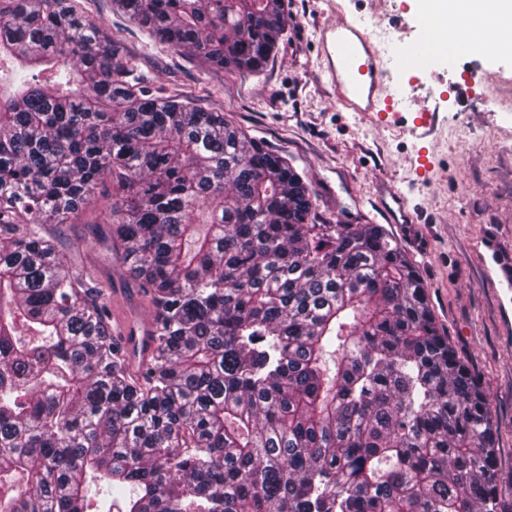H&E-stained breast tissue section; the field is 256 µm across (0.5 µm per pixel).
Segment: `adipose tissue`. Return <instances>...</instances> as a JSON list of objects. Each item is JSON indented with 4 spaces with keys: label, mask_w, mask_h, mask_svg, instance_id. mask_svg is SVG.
Listing matches in <instances>:
<instances>
[{
    "label": "adipose tissue",
    "mask_w": 512,
    "mask_h": 512,
    "mask_svg": "<svg viewBox=\"0 0 512 512\" xmlns=\"http://www.w3.org/2000/svg\"><path fill=\"white\" fill-rule=\"evenodd\" d=\"M415 9L429 21L436 40L445 45L455 42V29L462 14H471L479 24H497V37L512 38V0H415Z\"/></svg>",
    "instance_id": "ef3b65f1"
}]
</instances>
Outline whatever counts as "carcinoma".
Here are the masks:
<instances>
[{"instance_id":"carcinoma-1","label":"carcinoma","mask_w":512,"mask_h":512,"mask_svg":"<svg viewBox=\"0 0 512 512\" xmlns=\"http://www.w3.org/2000/svg\"><path fill=\"white\" fill-rule=\"evenodd\" d=\"M78 0H0V512H498L497 428L381 224H326L282 154L165 97ZM261 73L284 0H112ZM106 197L149 297L132 358L53 225Z\"/></svg>"}]
</instances>
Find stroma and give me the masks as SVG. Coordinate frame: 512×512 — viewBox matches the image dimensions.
<instances>
[{
  "instance_id": "stroma-1",
  "label": "stroma",
  "mask_w": 512,
  "mask_h": 512,
  "mask_svg": "<svg viewBox=\"0 0 512 512\" xmlns=\"http://www.w3.org/2000/svg\"><path fill=\"white\" fill-rule=\"evenodd\" d=\"M84 12L119 35L149 84L170 97L228 119L287 156L309 181L320 220L330 224H381L418 268L432 313L450 343L479 377L498 426L496 479L499 512H512V333L507 332L500 290L487 275V242L512 259V97L497 83L468 96L442 99L462 71L501 72L512 80V43L496 50L449 57L438 48L416 88L393 73L402 106L370 121L336 104L320 73L314 26L323 0H286L288 25L264 71L240 76L156 43L112 0H80ZM349 20L372 31L392 52L423 41L426 28L408 0H341ZM438 115L437 131L415 138L419 110ZM406 203L394 212L391 192ZM105 213L90 206L62 229L67 260L91 271L110 295L112 333L148 324L151 307L98 235Z\"/></svg>"
}]
</instances>
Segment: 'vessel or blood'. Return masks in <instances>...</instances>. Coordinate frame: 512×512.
<instances>
[{"label": "vessel or blood", "mask_w": 512, "mask_h": 512, "mask_svg": "<svg viewBox=\"0 0 512 512\" xmlns=\"http://www.w3.org/2000/svg\"><path fill=\"white\" fill-rule=\"evenodd\" d=\"M316 37L321 72L335 91L337 105L372 120L381 119L394 99L387 83L390 69L419 63L411 53L386 55L366 27L343 17L319 25Z\"/></svg>", "instance_id": "b4317fda"}]
</instances>
